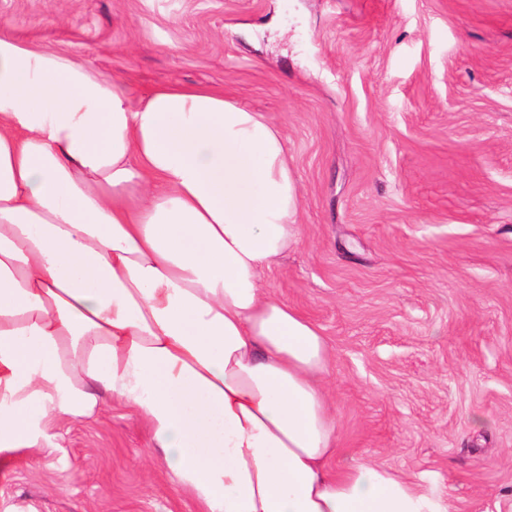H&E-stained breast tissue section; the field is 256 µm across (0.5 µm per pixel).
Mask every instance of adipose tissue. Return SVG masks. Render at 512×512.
<instances>
[{"label":"adipose tissue","instance_id":"ef3b65f1","mask_svg":"<svg viewBox=\"0 0 512 512\" xmlns=\"http://www.w3.org/2000/svg\"><path fill=\"white\" fill-rule=\"evenodd\" d=\"M298 206L262 113L0 38V453L112 401L199 512H448L330 465L327 340L261 279Z\"/></svg>","mask_w":512,"mask_h":512}]
</instances>
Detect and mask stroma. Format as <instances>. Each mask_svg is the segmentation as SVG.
Wrapping results in <instances>:
<instances>
[{"label": "stroma", "instance_id": "obj_1", "mask_svg": "<svg viewBox=\"0 0 512 512\" xmlns=\"http://www.w3.org/2000/svg\"><path fill=\"white\" fill-rule=\"evenodd\" d=\"M0 37L279 126L298 235L262 280L332 350L341 462L512 512V0H0ZM0 512L198 509L115 404L0 461Z\"/></svg>", "mask_w": 512, "mask_h": 512}]
</instances>
